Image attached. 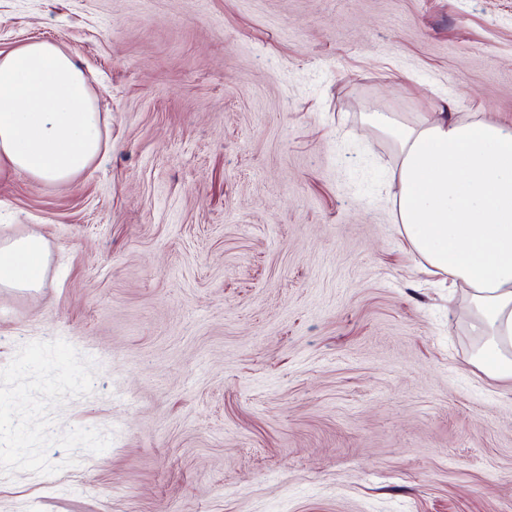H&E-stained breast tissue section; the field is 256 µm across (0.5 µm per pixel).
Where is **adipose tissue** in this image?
I'll return each mask as SVG.
<instances>
[{"label": "adipose tissue", "instance_id": "ef3b65f1", "mask_svg": "<svg viewBox=\"0 0 512 512\" xmlns=\"http://www.w3.org/2000/svg\"><path fill=\"white\" fill-rule=\"evenodd\" d=\"M371 121L397 143L392 203L406 247L449 287L472 291L486 338L475 367L512 381V124L444 113ZM100 115L71 53L46 41L0 52V174L66 183L107 154ZM43 239L0 240V288L41 287Z\"/></svg>", "mask_w": 512, "mask_h": 512}]
</instances>
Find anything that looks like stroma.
I'll return each instance as SVG.
<instances>
[{
	"instance_id": "obj_1",
	"label": "stroma",
	"mask_w": 512,
	"mask_h": 512,
	"mask_svg": "<svg viewBox=\"0 0 512 512\" xmlns=\"http://www.w3.org/2000/svg\"><path fill=\"white\" fill-rule=\"evenodd\" d=\"M111 148L0 176V512H512V384L391 213L371 112L512 123V0H0ZM47 260L46 245L39 236L26 235L1 239L0 288H40Z\"/></svg>"
}]
</instances>
